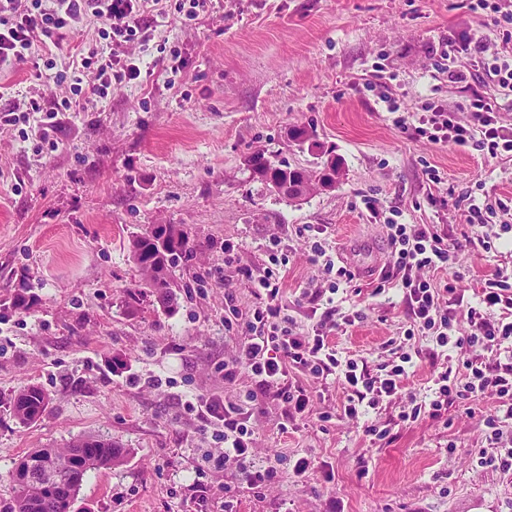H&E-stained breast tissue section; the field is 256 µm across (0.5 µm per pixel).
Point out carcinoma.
<instances>
[{
    "label": "carcinoma",
    "instance_id": "1",
    "mask_svg": "<svg viewBox=\"0 0 512 512\" xmlns=\"http://www.w3.org/2000/svg\"><path fill=\"white\" fill-rule=\"evenodd\" d=\"M248 168L254 177L271 188L279 182L295 183L323 175L327 169H338V164L332 158L322 169L307 170L256 151L248 156ZM191 250L188 233L177 224L151 225L132 239L130 248L146 285L163 300L167 299L169 288L166 271L187 257ZM49 402L47 392L35 385L25 386L0 400V404L6 406L17 423L23 426L39 421L47 413ZM126 456L127 449L116 447L110 439L93 436L84 437L65 448L36 449L23 457L11 471L14 497L4 512H70L81 488L79 484L63 488L49 476L39 482H25L20 479L21 468L25 466L42 470L45 464L58 461L64 464V468L56 474L64 478L68 471L86 475L91 471L110 469Z\"/></svg>",
    "mask_w": 512,
    "mask_h": 512
}]
</instances>
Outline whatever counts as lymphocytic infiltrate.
I'll return each instance as SVG.
<instances>
[{
  "mask_svg": "<svg viewBox=\"0 0 512 512\" xmlns=\"http://www.w3.org/2000/svg\"><path fill=\"white\" fill-rule=\"evenodd\" d=\"M471 9L483 11V28L450 42L448 51L466 59V66L448 69L454 84L472 85L481 75H489L496 87L512 92V60L488 59L486 52L492 37L512 42V12L503 11L500 0H472ZM167 0H0V72L13 68L31 56H39L46 70L54 71L56 87L37 97L11 99L0 118L29 121L38 116L37 138L46 139L62 112H80L95 100L106 98L113 84L137 80L141 68L124 51V46L147 25L150 16L167 15ZM98 21L97 41L86 43L65 67H58L54 50L62 33L87 21ZM93 75L85 83V75ZM422 132L434 143L472 145L484 156L495 158L512 151V130L500 122L496 97L474 93L469 103V120L458 124L453 113L441 104H429L417 118ZM386 241L388 261L382 279L403 292V301L411 320L405 333L431 336L436 347L461 356L476 349L497 350L512 343V277L497 274L482 291L478 305L465 304L454 283L436 285L426 274L446 266L451 257L447 232L437 225L390 222ZM224 264L237 267L242 278L251 280L262 295L261 305L251 314H243L232 294L224 296V330L239 333L234 355L223 365L224 381L235 384L248 378L247 389L233 400L199 396L186 401L185 410L202 425H221L224 458L245 464L256 432L252 420L255 410L267 402L282 406L280 431L311 411L313 395L300 383L297 373L321 379L340 375L349 395L343 412L359 416L362 408H376L398 396L401 383L412 364L410 353L385 365L379 374H370L355 359L339 362L336 351L323 330L306 336L296 331L294 322L280 302L279 261L271 259L262 274H253L239 266L237 247L224 245ZM467 321L469 331L456 333L459 321ZM499 399V416L488 419L487 439L497 448L494 456L483 457V464H498L512 469V440L504 439L498 428L500 418H512V358L506 362L483 363L469 357L457 365L443 366L434 377L428 404H417L402 411L398 420L409 423L421 414L437 418L460 400L476 401L486 393Z\"/></svg>",
  "mask_w": 512,
  "mask_h": 512,
  "instance_id": "f902f5d3",
  "label": "lymphocytic infiltrate"
}]
</instances>
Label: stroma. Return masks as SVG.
I'll use <instances>...</instances> for the list:
<instances>
[{
	"label": "stroma",
	"instance_id": "obj_1",
	"mask_svg": "<svg viewBox=\"0 0 512 512\" xmlns=\"http://www.w3.org/2000/svg\"><path fill=\"white\" fill-rule=\"evenodd\" d=\"M484 20L466 0H211L198 20L160 17L128 42L127 55L150 70L87 110L61 114L44 147L23 139L20 125L0 123V397L27 385L50 396L32 426L0 407V512L23 456L80 436L112 439L129 455L89 472L72 512H331L337 496L345 512H512V471L479 463L485 419L498 408L492 395L400 426L399 406L384 407L367 418L391 427L377 441L364 421L344 417L341 381L301 375L311 414L284 433L279 406L256 418L252 460L280 471L260 494L237 462L224 461L214 430H201L182 406L192 394L231 400L249 384H225L220 371L237 342L224 331L225 291L242 310L259 304L252 284L225 268V242L257 273L281 248L280 297L298 330L319 321L308 288L323 290L321 308L361 312L328 340L339 359L373 371L410 321L399 288L377 290L386 228L365 200L400 211L403 223L468 235L435 274L455 281L465 301L478 302L498 272L512 273V222L496 224L486 250L480 227L463 218L468 196L512 199V153L492 159L432 143L397 127L386 108L395 102L408 116L432 102L467 103L472 90L449 82L441 49ZM295 127L313 130L317 148L298 146ZM257 149L305 168L333 156L342 176L292 202L244 170ZM430 167L441 184L429 181ZM154 224L181 225L194 244L169 272L166 305L129 250ZM319 235L352 281L335 282L313 262ZM131 291L139 294L132 309ZM17 292L34 298L31 310L4 307ZM415 347L402 392L420 399L436 357L424 337ZM302 456L316 466L298 478ZM226 484L227 500L215 494Z\"/></svg>",
	"mask_w": 512,
	"mask_h": 512
}]
</instances>
